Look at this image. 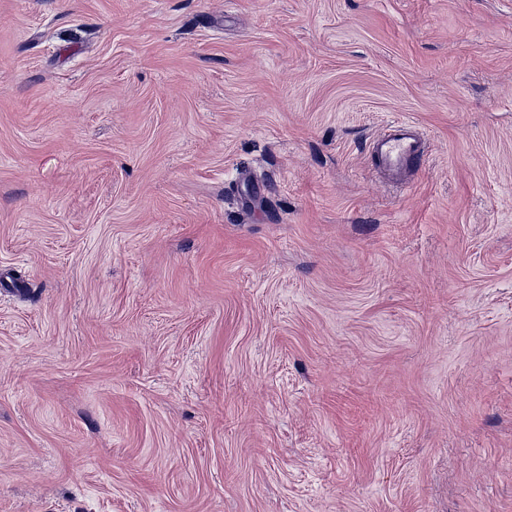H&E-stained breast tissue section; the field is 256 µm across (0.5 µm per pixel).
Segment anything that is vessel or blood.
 <instances>
[{
  "mask_svg": "<svg viewBox=\"0 0 512 512\" xmlns=\"http://www.w3.org/2000/svg\"><path fill=\"white\" fill-rule=\"evenodd\" d=\"M378 171L393 176H404L425 162L427 151L422 134L414 122L397 119L372 138L369 145Z\"/></svg>",
  "mask_w": 512,
  "mask_h": 512,
  "instance_id": "1",
  "label": "vessel or blood"
}]
</instances>
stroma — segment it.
I'll use <instances>...</instances> for the list:
<instances>
[{
    "instance_id": "35a3bbf8",
    "label": "stroma",
    "mask_w": 512,
    "mask_h": 512,
    "mask_svg": "<svg viewBox=\"0 0 512 512\" xmlns=\"http://www.w3.org/2000/svg\"><path fill=\"white\" fill-rule=\"evenodd\" d=\"M0 512H512V0H0ZM375 168L392 177H402L425 162L427 151L414 122L397 119L372 138L369 145Z\"/></svg>"
}]
</instances>
